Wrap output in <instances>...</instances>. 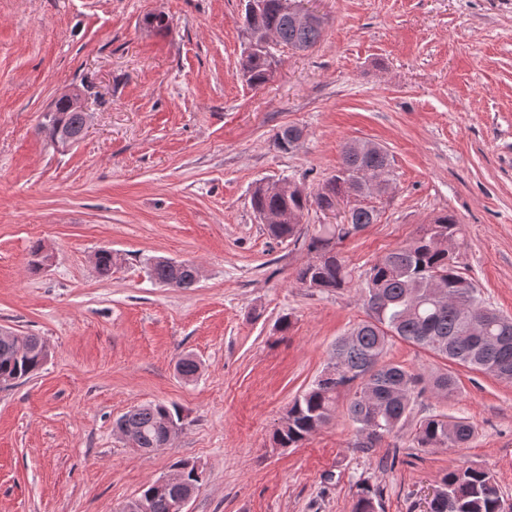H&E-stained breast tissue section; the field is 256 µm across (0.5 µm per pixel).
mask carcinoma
<instances>
[{
	"instance_id": "1",
	"label": "carcinoma",
	"mask_w": 512,
	"mask_h": 512,
	"mask_svg": "<svg viewBox=\"0 0 512 512\" xmlns=\"http://www.w3.org/2000/svg\"><path fill=\"white\" fill-rule=\"evenodd\" d=\"M289 7L290 0H259L258 9L245 8L244 26L250 41L271 34L278 45L303 51L315 47L323 35V24L297 26ZM274 58L271 46L246 53L240 63L246 83L254 87L266 84L273 75ZM60 118L71 131L81 127V113L58 102L43 114V124ZM300 135L298 128L288 126L275 133L274 141L279 149L288 151ZM392 183V163L385 148L346 149L336 173L316 193H307L290 181L272 193L259 182L252 191L251 206L259 217L279 214L280 222L266 225L267 231L275 239L291 240L301 235V221L310 207L332 211L345 197L356 192L362 197L379 195ZM376 220L375 209L361 204L352 211L349 223L319 229L307 245L314 257L297 270L296 280L318 290L345 287L352 279L351 271L334 248ZM460 234L455 216L438 215L411 243L370 266L361 289L367 319L336 341L328 363L335 373L320 376L291 402L284 422L273 433L277 446L296 447L329 422L336 411L337 394L351 386L355 390L347 406L349 420L359 433L366 429L378 432L360 447L373 448L394 434L406 420L423 382L414 371L384 360L389 341L395 337L452 364L512 382V318L484 303L472 280L459 271L451 244ZM150 275L168 287L195 284L194 269L189 266L176 273L170 266L154 264ZM22 339L26 350L20 353L14 342L0 338V377L5 380L27 379L47 362L40 337L24 335ZM456 389V378L450 372L437 375L431 384V391L440 396L448 397ZM168 421L180 425L183 417L177 405L162 402L135 407L119 419L136 436L139 447L156 449L164 447ZM474 433L473 425L462 418L433 415L420 421L415 440L420 448H462ZM142 497L151 502V512H170L173 490L150 484ZM379 501L380 491L365 486L353 512H378ZM435 501L431 512H503L496 481L480 467L462 466L446 472Z\"/></svg>"
}]
</instances>
